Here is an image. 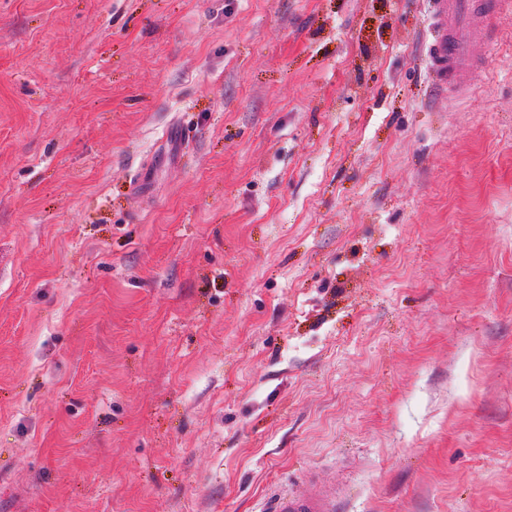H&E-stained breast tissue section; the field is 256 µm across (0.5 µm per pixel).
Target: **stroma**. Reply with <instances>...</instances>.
Masks as SVG:
<instances>
[{
    "mask_svg": "<svg viewBox=\"0 0 512 512\" xmlns=\"http://www.w3.org/2000/svg\"><path fill=\"white\" fill-rule=\"evenodd\" d=\"M0 0V512H512V19ZM426 55L434 85L455 93L470 87L478 65L472 53L510 0H431ZM334 512L325 496L294 498L279 494L271 500L270 506L262 507L261 512Z\"/></svg>",
    "mask_w": 512,
    "mask_h": 512,
    "instance_id": "1",
    "label": "stroma"
}]
</instances>
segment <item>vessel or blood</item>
Masks as SVG:
<instances>
[{"label":"vessel or blood","instance_id":"obj_1","mask_svg":"<svg viewBox=\"0 0 512 512\" xmlns=\"http://www.w3.org/2000/svg\"><path fill=\"white\" fill-rule=\"evenodd\" d=\"M507 11L512 13V0H431L426 55L438 89L458 92L470 87L478 69L472 47ZM270 510L332 512L326 497L283 494L272 499Z\"/></svg>","mask_w":512,"mask_h":512}]
</instances>
